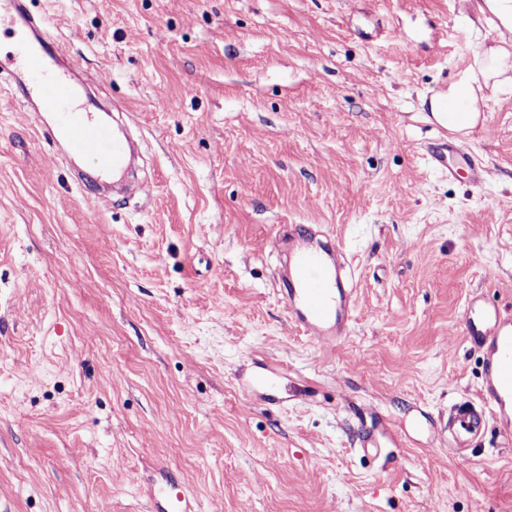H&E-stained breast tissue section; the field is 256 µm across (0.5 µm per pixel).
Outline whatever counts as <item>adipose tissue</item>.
<instances>
[{"instance_id": "obj_1", "label": "adipose tissue", "mask_w": 512, "mask_h": 512, "mask_svg": "<svg viewBox=\"0 0 512 512\" xmlns=\"http://www.w3.org/2000/svg\"><path fill=\"white\" fill-rule=\"evenodd\" d=\"M478 11L492 30L503 31L496 44L482 48L464 75L447 89L450 106L465 115L466 129L478 124L479 103L483 98V82L498 79L512 59V0H480Z\"/></svg>"}]
</instances>
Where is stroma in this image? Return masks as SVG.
Segmentation results:
<instances>
[{"mask_svg": "<svg viewBox=\"0 0 512 512\" xmlns=\"http://www.w3.org/2000/svg\"><path fill=\"white\" fill-rule=\"evenodd\" d=\"M476 2L31 0L81 30L72 63L122 110L144 190L86 159L78 185L0 78V512H157L172 487L191 512H512V441H434L480 401L469 298L512 317V85L466 138L480 184L421 151ZM284 224L354 274L337 342L275 292ZM262 368L275 402L245 391ZM369 432L396 443L363 452Z\"/></svg>", "mask_w": 512, "mask_h": 512, "instance_id": "stroma-1", "label": "stroma"}]
</instances>
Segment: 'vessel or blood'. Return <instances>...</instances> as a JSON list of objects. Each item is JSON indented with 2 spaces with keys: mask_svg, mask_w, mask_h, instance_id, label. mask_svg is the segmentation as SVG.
I'll return each mask as SVG.
<instances>
[{
  "mask_svg": "<svg viewBox=\"0 0 512 512\" xmlns=\"http://www.w3.org/2000/svg\"><path fill=\"white\" fill-rule=\"evenodd\" d=\"M8 26L14 50L0 58V73L9 72L15 95L29 112H50L52 142L65 155L95 160L100 175L124 178L130 145L111 124L100 119L94 100L83 98L62 65L66 43L52 35L43 18L34 16L26 0H0V26ZM438 136L425 145L430 165L448 176L467 169L472 181L483 178L482 168L461 141L448 137V112L441 94L424 102ZM284 258L276 274V292L288 306L297 326L322 343L348 332L354 314L353 281L336 241L313 232L285 233ZM464 333L484 354L481 405L457 406L448 416V439L466 448L487 422L512 436V319L502 318L495 306L472 296L464 313Z\"/></svg>",
  "mask_w": 512,
  "mask_h": 512,
  "instance_id": "b4317fda",
  "label": "vessel or blood"
}]
</instances>
